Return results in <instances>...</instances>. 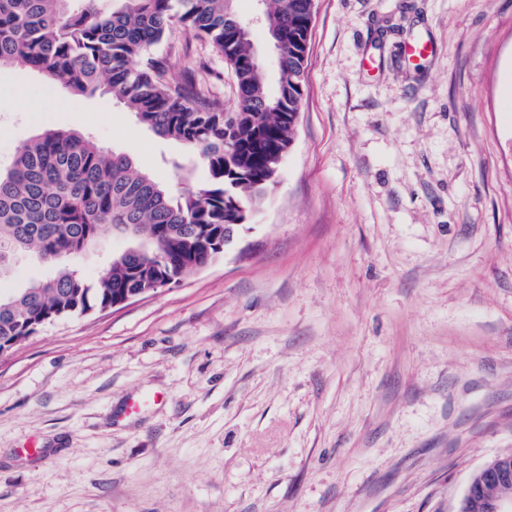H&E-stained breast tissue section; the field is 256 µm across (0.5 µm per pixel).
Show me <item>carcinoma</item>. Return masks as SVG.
Masks as SVG:
<instances>
[{
    "label": "carcinoma",
    "instance_id": "1",
    "mask_svg": "<svg viewBox=\"0 0 512 512\" xmlns=\"http://www.w3.org/2000/svg\"><path fill=\"white\" fill-rule=\"evenodd\" d=\"M0 0V68H26L72 96L109 94L156 136L197 155L206 177L189 181L182 163L173 193L132 157L76 131L49 129L18 145L0 168V278L30 256L53 276L0 295V351L10 352L53 321L112 306L142 288L171 285L198 270L207 252L247 222V208L275 185L300 112L312 0H268L264 28L279 40L269 82L233 0ZM203 38L232 70L234 111L203 97L195 81L173 87L152 55L174 24ZM120 229L137 261L118 254L89 279L73 262Z\"/></svg>",
    "mask_w": 512,
    "mask_h": 512
}]
</instances>
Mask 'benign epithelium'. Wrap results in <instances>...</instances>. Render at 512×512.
Listing matches in <instances>:
<instances>
[{"label": "benign epithelium", "instance_id": "1", "mask_svg": "<svg viewBox=\"0 0 512 512\" xmlns=\"http://www.w3.org/2000/svg\"><path fill=\"white\" fill-rule=\"evenodd\" d=\"M512 512V454L499 455L478 468L451 512Z\"/></svg>", "mask_w": 512, "mask_h": 512}]
</instances>
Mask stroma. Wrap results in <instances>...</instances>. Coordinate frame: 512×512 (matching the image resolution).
Returning <instances> with one entry per match:
<instances>
[{
  "label": "stroma",
  "instance_id": "35a3bbf8",
  "mask_svg": "<svg viewBox=\"0 0 512 512\" xmlns=\"http://www.w3.org/2000/svg\"><path fill=\"white\" fill-rule=\"evenodd\" d=\"M153 54L236 108L206 40ZM46 129L166 184L189 157L0 69V166ZM510 453L512 0H315L294 140L235 246L0 355V512H452Z\"/></svg>",
  "mask_w": 512,
  "mask_h": 512
}]
</instances>
